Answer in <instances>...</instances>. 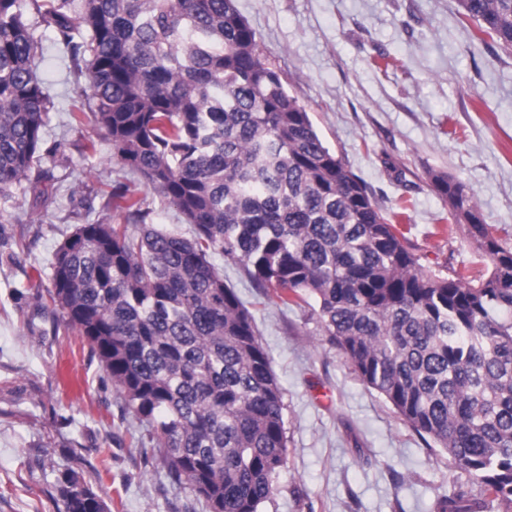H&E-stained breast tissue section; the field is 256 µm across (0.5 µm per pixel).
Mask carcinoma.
<instances>
[{"instance_id": "carcinoma-1", "label": "carcinoma", "mask_w": 512, "mask_h": 512, "mask_svg": "<svg viewBox=\"0 0 512 512\" xmlns=\"http://www.w3.org/2000/svg\"><path fill=\"white\" fill-rule=\"evenodd\" d=\"M43 22L82 57L112 156L194 226L83 224L56 250L49 298L146 424L169 480L209 512H259L286 464L283 392L253 317L211 261L311 308L360 380L467 482L436 512H512V245L475 194L446 175L435 192L486 255L472 283L421 270L404 234L323 142L260 50L235 0H44ZM512 48V0H459ZM25 0H0V192L41 163L49 96L32 71ZM64 512H104L66 479Z\"/></svg>"}]
</instances>
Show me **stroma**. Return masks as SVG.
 Segmentation results:
<instances>
[{"mask_svg": "<svg viewBox=\"0 0 512 512\" xmlns=\"http://www.w3.org/2000/svg\"><path fill=\"white\" fill-rule=\"evenodd\" d=\"M268 61L298 93L324 142L400 229L423 270L489 262L457 226L430 176L473 189L497 236L512 235V51L465 18L458 0H235ZM35 72L51 109L46 178L0 193V512H63L65 477L105 512H206L171 484L145 426L89 345L46 303L58 245L81 224L122 223L113 190L135 189L149 223L191 236L162 195L112 157L94 123L72 119L86 81L33 5ZM96 150L82 152L86 140ZM213 263L252 313L283 390L287 462L260 512H435L463 475L331 348L311 310L263 300L239 268Z\"/></svg>", "mask_w": 512, "mask_h": 512, "instance_id": "stroma-1", "label": "stroma"}]
</instances>
